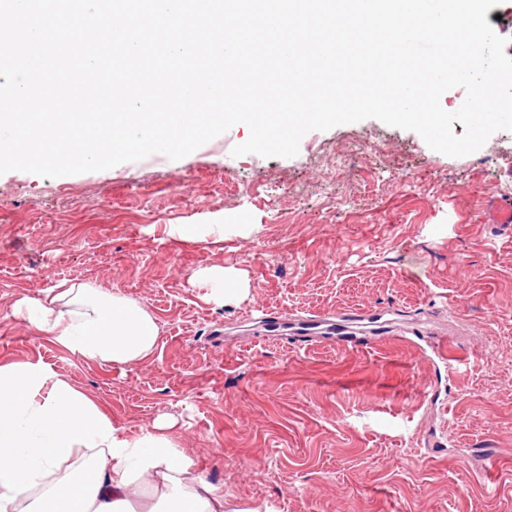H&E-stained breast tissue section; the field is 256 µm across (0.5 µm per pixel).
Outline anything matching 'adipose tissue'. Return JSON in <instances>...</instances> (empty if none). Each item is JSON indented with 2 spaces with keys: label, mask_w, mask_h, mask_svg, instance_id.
Here are the masks:
<instances>
[{
  "label": "adipose tissue",
  "mask_w": 512,
  "mask_h": 512,
  "mask_svg": "<svg viewBox=\"0 0 512 512\" xmlns=\"http://www.w3.org/2000/svg\"><path fill=\"white\" fill-rule=\"evenodd\" d=\"M218 303L239 300V271L212 265L193 272ZM39 331L71 353L109 366L134 364L154 350L159 325L149 310L89 283L63 281L41 298L14 306ZM171 424L130 438L68 379L39 361L0 365V512H134L155 498L163 512H225L224 496L194 475L174 445ZM89 456L87 466L59 477L63 464Z\"/></svg>",
  "instance_id": "ef3b65f1"
}]
</instances>
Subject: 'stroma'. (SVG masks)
Listing matches in <instances>:
<instances>
[{
    "mask_svg": "<svg viewBox=\"0 0 512 512\" xmlns=\"http://www.w3.org/2000/svg\"><path fill=\"white\" fill-rule=\"evenodd\" d=\"M238 124L186 157L55 178L0 174V364L67 377L131 437L179 450L251 512H512V132L452 158L369 118L306 133L292 158L232 156ZM223 222L220 243L171 235ZM243 271L223 305L190 283ZM142 304L154 353L104 367L12 313L61 281ZM365 346L291 345L354 314ZM447 338V354L434 344ZM190 281L210 288V297L216 303L242 299L248 290L240 272L224 266L212 265L199 268L193 272Z\"/></svg>",
    "mask_w": 512,
    "mask_h": 512,
    "instance_id": "stroma-1",
    "label": "stroma"
}]
</instances>
